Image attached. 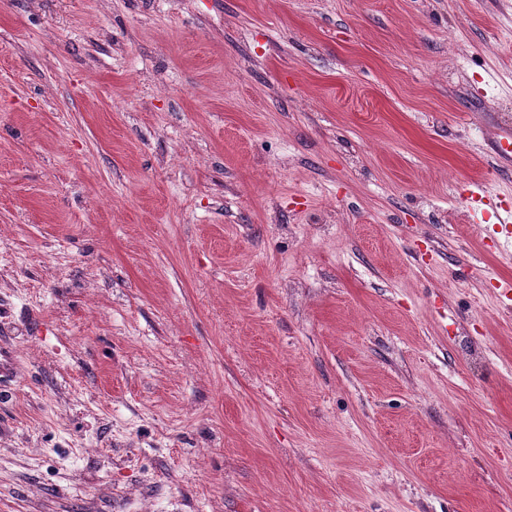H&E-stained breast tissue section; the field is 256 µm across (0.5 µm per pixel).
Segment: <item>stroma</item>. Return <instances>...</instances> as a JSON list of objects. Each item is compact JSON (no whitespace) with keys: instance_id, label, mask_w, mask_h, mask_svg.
Instances as JSON below:
<instances>
[{"instance_id":"35a3bbf8","label":"stroma","mask_w":512,"mask_h":512,"mask_svg":"<svg viewBox=\"0 0 512 512\" xmlns=\"http://www.w3.org/2000/svg\"><path fill=\"white\" fill-rule=\"evenodd\" d=\"M512 0H0V512H512ZM493 156L502 168H508L512 163V127L506 124L501 128L493 144ZM490 196L491 195H487V192L483 189L477 188L476 191L472 192L470 199L477 206H486L494 217V224L500 225V232L509 240H512V207L502 206L501 204L499 206L497 204L492 205L489 198ZM485 199H488L489 203H486L484 201ZM488 209L486 210L489 211Z\"/></svg>"}]
</instances>
